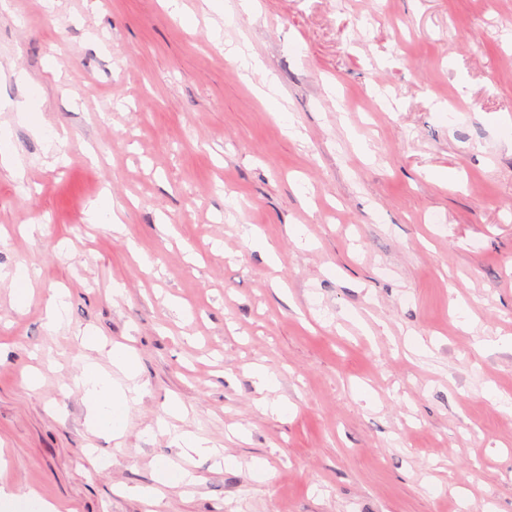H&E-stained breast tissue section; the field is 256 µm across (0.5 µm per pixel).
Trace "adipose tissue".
<instances>
[{
    "mask_svg": "<svg viewBox=\"0 0 512 512\" xmlns=\"http://www.w3.org/2000/svg\"><path fill=\"white\" fill-rule=\"evenodd\" d=\"M78 381L91 426L112 437H120L126 426L128 410L137 398L136 391L123 388L92 364L84 366ZM174 443L181 450L180 459L163 460L157 467L159 482L168 487L190 481L191 474L183 465L185 458L218 453L207 440L188 433L175 435Z\"/></svg>",
    "mask_w": 512,
    "mask_h": 512,
    "instance_id": "adipose-tissue-1",
    "label": "adipose tissue"
}]
</instances>
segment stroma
I'll return each mask as SVG.
<instances>
[{"label": "stroma", "mask_w": 512, "mask_h": 512, "mask_svg": "<svg viewBox=\"0 0 512 512\" xmlns=\"http://www.w3.org/2000/svg\"><path fill=\"white\" fill-rule=\"evenodd\" d=\"M181 2L196 26L162 0H0L25 171L0 168V269L37 272L22 307L0 279V491L54 512H512V0H258L230 21ZM102 196L120 229L86 222ZM116 342L140 362L118 438L76 384ZM255 364L288 416L263 412ZM176 433L232 465L157 486Z\"/></svg>", "instance_id": "1"}]
</instances>
